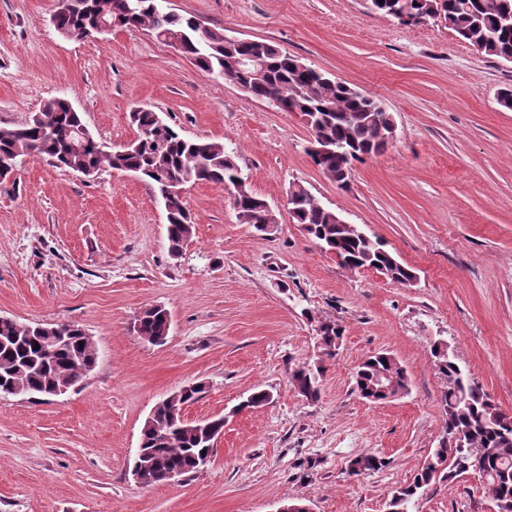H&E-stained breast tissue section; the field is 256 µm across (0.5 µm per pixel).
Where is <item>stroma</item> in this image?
<instances>
[{"instance_id": "obj_1", "label": "stroma", "mask_w": 512, "mask_h": 512, "mask_svg": "<svg viewBox=\"0 0 512 512\" xmlns=\"http://www.w3.org/2000/svg\"><path fill=\"white\" fill-rule=\"evenodd\" d=\"M229 37L268 39L312 68L380 100L395 140L355 163L346 186L306 152L302 117L200 70L144 28L67 39L56 0H0V127L67 100L94 139L118 149L150 108L183 137L224 143L277 222L241 223L231 192L186 185L194 230L171 256L149 184L112 168L87 178L26 159L0 182V316L73 323L96 343L94 369L49 402L0 398V512H277L288 498L313 512H388L443 437L445 382L431 353L443 342L472 384L512 414V61L460 40L444 21L417 24L368 0H166ZM384 243L416 279L343 268L296 224L289 190ZM164 306V345L130 329ZM344 333L322 355L320 322ZM386 351L409 392L374 404L355 367ZM321 362L318 401L292 385ZM206 386L187 415L224 416L210 463L179 482L138 485L141 427L182 386ZM271 403L244 412L250 393ZM362 455L380 466L347 473ZM419 512H492L479 476L425 491Z\"/></svg>"}]
</instances>
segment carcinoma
<instances>
[{
  "mask_svg": "<svg viewBox=\"0 0 512 512\" xmlns=\"http://www.w3.org/2000/svg\"><path fill=\"white\" fill-rule=\"evenodd\" d=\"M373 11L389 16L395 10L405 11L403 24H417L419 18L444 14L448 29L471 44L478 45L488 56L512 57V0H370ZM154 0H75L74 8L56 17V27L82 39L94 31L99 20L107 19L116 27L147 28L156 38L183 40V54L201 70L225 81L234 78L250 95L285 104L288 111L311 117L310 126L320 138L343 144L369 156L384 150L391 142L390 113L376 98L358 92L350 86L326 77L304 64L272 41L251 40L230 43L224 33L214 30L204 45L193 38L195 17L175 11L157 13ZM257 56L263 73L256 77L250 71L232 72L235 61ZM132 121L138 129L137 138L120 151L102 152L91 147H74L77 131L84 127L80 113L63 99L44 104L37 117L22 126L0 127V158L21 163L38 158L54 166L72 171L110 167L131 172L147 181L161 200L170 205L166 210V230L170 253H178L190 239L194 224L184 201L173 200L169 189L189 183L208 182L231 187L240 205L265 220L268 214L261 208L263 199L255 195L234 157L224 143L208 139L182 137L162 117L150 109H136ZM313 163L339 185L347 183L339 159L334 155ZM301 192L306 202L292 218L327 252L337 255L348 270L388 268L392 253L378 240H367L352 224L336 223V211L320 205L308 190L300 185L292 188ZM137 336L143 341L167 338L171 318L169 312L154 305L140 311ZM53 325L23 323L0 316V397L12 388L36 394L51 401L50 390L61 381H79L77 366L96 361L97 350L80 334H73L68 343L53 345ZM342 327L324 321L318 327L321 349L327 356L336 351ZM52 349L46 354V349ZM436 366L443 375L447 389L441 396L444 432L460 431L464 447L457 448L442 441L429 456L411 483L400 487L393 495V512H417L419 498L436 480L448 481L474 472L484 482L485 494L504 502V512H512V414L502 411L487 393L471 384L453 358L448 347L435 344L432 349ZM320 368L302 367L292 373V384L304 397L316 400ZM386 378L388 394L369 392L374 379ZM355 389L365 399L381 400L387 396H403L409 391V380L400 362L388 353H377L356 370ZM204 387L189 385L186 396L174 402L160 400L152 417L140 430L139 465L153 485L167 481L171 472L183 477L202 470L206 457L213 454L212 439L206 428L181 422L179 411L184 403L197 402ZM381 462L369 455L351 461L348 473L358 475L372 470Z\"/></svg>",
  "mask_w": 512,
  "mask_h": 512,
  "instance_id": "carcinoma-1",
  "label": "carcinoma"
}]
</instances>
